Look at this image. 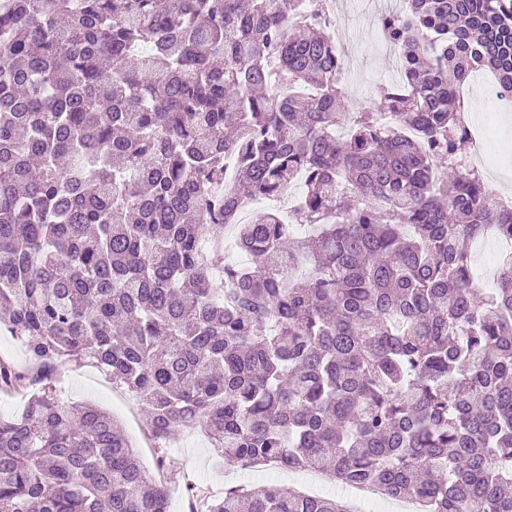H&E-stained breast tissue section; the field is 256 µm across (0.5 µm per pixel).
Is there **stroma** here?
I'll return each instance as SVG.
<instances>
[{"mask_svg": "<svg viewBox=\"0 0 512 512\" xmlns=\"http://www.w3.org/2000/svg\"><path fill=\"white\" fill-rule=\"evenodd\" d=\"M344 30L350 50L346 58L343 85L347 91L345 109L358 111L377 102L391 77L386 47L373 43L379 16L373 0H329ZM466 110L475 132H487L488 147L479 167L490 187L504 191L512 182V109L496 112L484 91L471 92ZM57 397L65 404L92 403L110 413L125 429L135 452L148 471H156V454L146 437L144 412L134 395L113 384L108 373L89 360L60 364L56 380ZM214 451L204 433L179 432L171 440V463L183 476L182 483L169 487L170 512H189L185 483L205 486L209 493H224L225 471L215 465Z\"/></svg>", "mask_w": 512, "mask_h": 512, "instance_id": "obj_1", "label": "stroma"}]
</instances>
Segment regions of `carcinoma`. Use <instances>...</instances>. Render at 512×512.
Returning <instances> with one entry per match:
<instances>
[{
    "label": "carcinoma",
    "instance_id": "obj_1",
    "mask_svg": "<svg viewBox=\"0 0 512 512\" xmlns=\"http://www.w3.org/2000/svg\"><path fill=\"white\" fill-rule=\"evenodd\" d=\"M315 0H9L0 6V512H170L168 487L53 371L92 359L226 467L268 462L418 512H512V260L473 245L512 204L464 164L460 89L512 93V0H404L381 18L405 90L343 112ZM395 113L384 125L378 110ZM309 231L294 235L293 227ZM251 257L224 261L225 229ZM199 512H346L273 485ZM0 359L9 361L21 370L28 369L32 362L25 346L11 336L4 327L0 329Z\"/></svg>",
    "mask_w": 512,
    "mask_h": 512
}]
</instances>
